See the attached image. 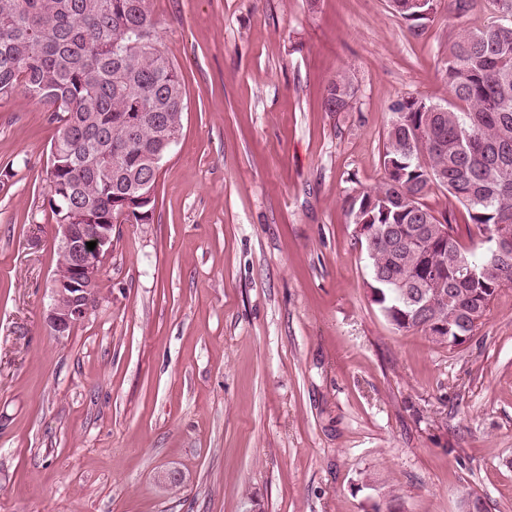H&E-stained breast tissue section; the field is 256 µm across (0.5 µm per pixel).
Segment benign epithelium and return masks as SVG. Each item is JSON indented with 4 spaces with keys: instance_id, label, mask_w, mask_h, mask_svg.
Instances as JSON below:
<instances>
[{
    "instance_id": "1",
    "label": "benign epithelium",
    "mask_w": 512,
    "mask_h": 512,
    "mask_svg": "<svg viewBox=\"0 0 512 512\" xmlns=\"http://www.w3.org/2000/svg\"><path fill=\"white\" fill-rule=\"evenodd\" d=\"M53 228L54 239L67 262L61 270L53 271L45 322L55 335L64 336L87 317L95 303V285L110 254L107 242L112 225L81 224L74 217ZM91 241L96 242L92 250L87 248Z\"/></svg>"
}]
</instances>
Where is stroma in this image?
Returning a JSON list of instances; mask_svg holds the SVG:
<instances>
[{
	"mask_svg": "<svg viewBox=\"0 0 512 512\" xmlns=\"http://www.w3.org/2000/svg\"><path fill=\"white\" fill-rule=\"evenodd\" d=\"M150 8L182 135L63 337L43 320L55 126L0 98V512H369V477L401 512H512V288L456 348L395 330L342 208L383 178L392 105L449 100L456 23L411 38L388 0ZM340 71L357 99L324 111Z\"/></svg>",
	"mask_w": 512,
	"mask_h": 512,
	"instance_id": "35a3bbf8",
	"label": "stroma"
}]
</instances>
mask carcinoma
<instances>
[{"instance_id":"1","label":"carcinoma","mask_w":512,"mask_h":512,"mask_svg":"<svg viewBox=\"0 0 512 512\" xmlns=\"http://www.w3.org/2000/svg\"><path fill=\"white\" fill-rule=\"evenodd\" d=\"M418 38L434 24L442 0H389ZM492 17L466 26L472 0H448L460 30L441 78L453 101L396 102L383 135L384 179L343 199L349 223L393 227L392 235L355 239L365 250L371 302L398 331H421L440 347L475 331L470 314L482 295L512 287V0H491ZM16 92L51 113L56 134L47 170V203L55 221L75 211L84 224H148L155 199L137 203L125 175L157 186L160 170L142 156L167 155L180 136L187 90L158 45L148 0H0V98ZM358 86L346 72L326 87V112H347ZM447 191L482 236L463 247L451 215L423 199ZM448 225V238L419 233ZM443 322L446 339L427 320ZM375 512H399L385 485Z\"/></svg>"}]
</instances>
